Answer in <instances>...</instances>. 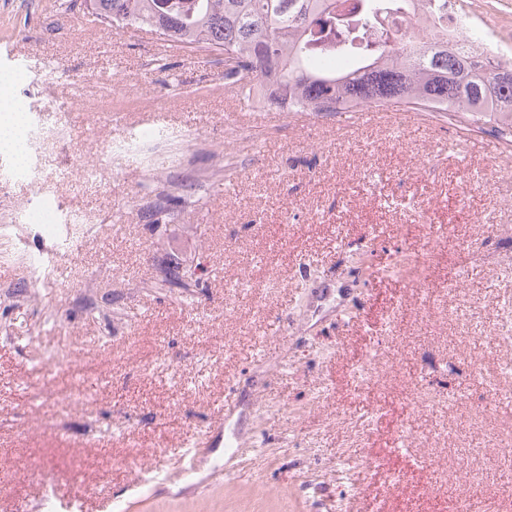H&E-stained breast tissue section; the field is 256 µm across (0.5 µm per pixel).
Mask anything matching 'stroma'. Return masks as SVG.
Wrapping results in <instances>:
<instances>
[{"mask_svg": "<svg viewBox=\"0 0 512 512\" xmlns=\"http://www.w3.org/2000/svg\"><path fill=\"white\" fill-rule=\"evenodd\" d=\"M456 6L512 64V0ZM4 73L37 149L0 153V512H463L479 481L512 512V348L473 351L512 299L492 127L250 106L83 0H0Z\"/></svg>", "mask_w": 512, "mask_h": 512, "instance_id": "35a3bbf8", "label": "stroma"}]
</instances>
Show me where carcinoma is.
Masks as SVG:
<instances>
[{
	"label": "carcinoma",
	"mask_w": 512,
	"mask_h": 512,
	"mask_svg": "<svg viewBox=\"0 0 512 512\" xmlns=\"http://www.w3.org/2000/svg\"><path fill=\"white\" fill-rule=\"evenodd\" d=\"M411 16L431 0H392ZM115 28L146 27L189 54L222 56L224 85L244 98L271 97L288 112L399 108L445 112L461 129L495 121L512 129V68L467 48L459 32L448 43V12L429 29L407 34L385 27L379 0H355L336 15L337 0H89ZM342 52L351 67L320 63Z\"/></svg>",
	"instance_id": "obj_1"
}]
</instances>
